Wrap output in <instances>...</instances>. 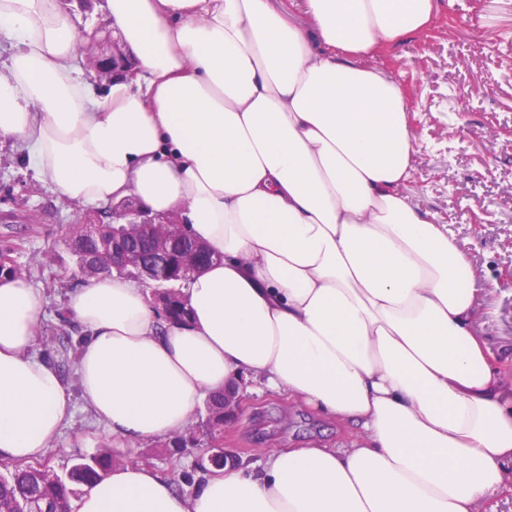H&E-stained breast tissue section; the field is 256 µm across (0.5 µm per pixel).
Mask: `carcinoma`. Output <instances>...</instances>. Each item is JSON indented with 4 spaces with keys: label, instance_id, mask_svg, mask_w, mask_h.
<instances>
[{
    "label": "carcinoma",
    "instance_id": "carcinoma-1",
    "mask_svg": "<svg viewBox=\"0 0 512 512\" xmlns=\"http://www.w3.org/2000/svg\"><path fill=\"white\" fill-rule=\"evenodd\" d=\"M174 232L175 227L170 224H154L141 233L137 245L142 253L150 254L156 251V244L162 239L166 243V253L176 258L205 248L204 244L190 239H177ZM105 236L112 237V225H100L95 236L87 233L84 224L70 227V251L74 262L72 273L90 277L113 273L112 259L101 256L100 239ZM12 254L11 247L0 250V274L23 277L30 272L32 266L39 263V259L34 257L29 265L21 266L16 263ZM160 290L169 294L167 306L160 310L161 320L169 323L186 322L189 309L181 286L169 284ZM160 290L155 288L153 292ZM49 341L55 345L57 367L63 372L69 367L72 359V336L63 331L50 336ZM203 426L209 434L210 447H221L224 437V394H216L206 399V418ZM189 442L198 444L192 428L188 429L186 434L178 435L167 443L170 459H179L182 449L187 447ZM119 462L120 458L112 453V448L105 446L89 457L78 459L64 475L54 471L48 458L32 464H16L8 472L0 473V512H23L24 508L32 503L47 512H71L70 499L74 494V487L92 486ZM209 470L210 466L204 461L194 464L191 472L178 468L176 464L172 465V474L189 484L193 482L195 474H204Z\"/></svg>",
    "mask_w": 512,
    "mask_h": 512
}]
</instances>
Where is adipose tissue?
I'll return each instance as SVG.
<instances>
[{
  "mask_svg": "<svg viewBox=\"0 0 512 512\" xmlns=\"http://www.w3.org/2000/svg\"><path fill=\"white\" fill-rule=\"evenodd\" d=\"M135 61L95 90L59 0H0V144L99 209L136 196L220 254L162 324L117 274L67 295L77 388L35 355L45 296L0 278V459L44 458L82 397L117 450L170 439L250 382L352 426L176 485L117 465L73 512H481L512 495V382L474 322L478 272L413 205L409 93L363 59L420 34L440 0H103Z\"/></svg>",
  "mask_w": 512,
  "mask_h": 512,
  "instance_id": "1",
  "label": "adipose tissue"
}]
</instances>
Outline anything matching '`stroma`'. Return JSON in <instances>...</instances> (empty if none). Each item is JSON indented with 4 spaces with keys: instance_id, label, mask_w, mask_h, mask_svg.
I'll return each instance as SVG.
<instances>
[{
    "instance_id": "35a3bbf8",
    "label": "stroma",
    "mask_w": 512,
    "mask_h": 512,
    "mask_svg": "<svg viewBox=\"0 0 512 512\" xmlns=\"http://www.w3.org/2000/svg\"><path fill=\"white\" fill-rule=\"evenodd\" d=\"M365 66L390 71L409 92L412 134L421 144L406 193L417 207L438 213L471 258L490 292L478 303L486 313L477 328L490 351L512 357V0H457L432 26L391 56L366 58ZM0 248L20 264L49 255L28 279L46 296L44 327L61 326L66 297L80 277L71 266L68 229L83 213L40 183L18 149L0 147ZM342 439L335 423L304 405L269 393L247 395L224 450L259 460L266 446ZM105 440L83 400L51 464L65 473L75 457L95 453Z\"/></svg>"
}]
</instances>
